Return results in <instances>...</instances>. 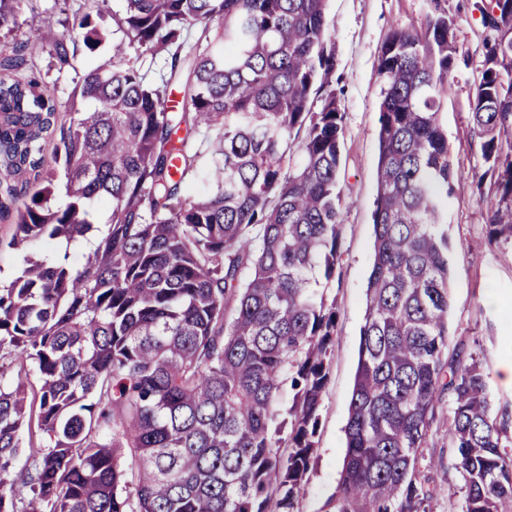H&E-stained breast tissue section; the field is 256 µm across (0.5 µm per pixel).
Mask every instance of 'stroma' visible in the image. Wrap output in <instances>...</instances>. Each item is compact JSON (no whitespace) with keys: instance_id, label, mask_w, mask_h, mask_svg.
<instances>
[{"instance_id":"1","label":"stroma","mask_w":512,"mask_h":512,"mask_svg":"<svg viewBox=\"0 0 512 512\" xmlns=\"http://www.w3.org/2000/svg\"><path fill=\"white\" fill-rule=\"evenodd\" d=\"M487 0H327L336 55L331 83L343 114L344 136L338 175L342 199L341 261L331 281L317 294L336 307V330L327 361V382L320 407L311 468L297 512H330L345 455L348 418L358 363L365 288L372 263V213L377 194L378 104L382 80L378 58L397 28L424 29L428 15L441 13L452 23V67L439 122L448 140L454 181L441 205L448 228L451 267L448 355L479 357L488 375L494 409L512 410V386L499 379V364L512 361V243L489 236L484 197L495 191L493 178L472 139L470 118L475 88L484 68L483 7ZM126 0H30L12 31L0 41H34L45 18L69 30L79 14H90L102 32L94 48L78 46L68 65L52 66L48 53L34 60L42 82L60 104H68L83 77L107 64L112 43L121 37L116 22L126 14ZM450 399L438 392L436 416L419 464L420 477L433 489L431 512H461L462 479L454 467L448 436Z\"/></svg>"}]
</instances>
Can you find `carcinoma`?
<instances>
[{"label": "carcinoma", "mask_w": 512, "mask_h": 512, "mask_svg": "<svg viewBox=\"0 0 512 512\" xmlns=\"http://www.w3.org/2000/svg\"><path fill=\"white\" fill-rule=\"evenodd\" d=\"M27 2L0 0V30ZM482 22L512 28V0H491ZM123 28L108 68L74 92L93 107L73 103L62 122L36 75L9 72L46 48L61 66L77 41L93 48L90 15L0 44V209L34 186L13 243L45 246L0 285V512H266L271 493L295 512L336 328L314 285L335 274L342 229L343 115L333 92L310 104L336 67L326 0H127ZM140 47L170 57L162 85L145 83ZM484 49L470 129L483 175H497L490 237L512 241V47L491 36ZM451 52V24L433 15L422 34L393 30L379 56L373 262L334 512H429L417 465L440 387L463 512H512L508 414L493 416L475 357L444 358ZM205 156L199 193L188 179ZM285 386L293 403L275 427Z\"/></svg>", "instance_id": "1"}]
</instances>
